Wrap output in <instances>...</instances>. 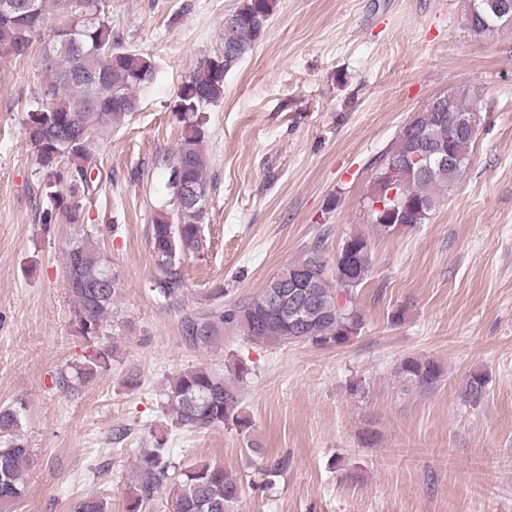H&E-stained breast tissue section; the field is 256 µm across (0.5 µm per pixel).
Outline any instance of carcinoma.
Wrapping results in <instances>:
<instances>
[{
	"mask_svg": "<svg viewBox=\"0 0 512 512\" xmlns=\"http://www.w3.org/2000/svg\"><path fill=\"white\" fill-rule=\"evenodd\" d=\"M279 0H241L224 25L220 48L190 74L177 96L182 123L181 137L170 166L172 209L156 211L148 234L155 257L151 281L154 299L169 303L184 288L182 263L203 248L202 227L207 212L187 197L191 187L209 198L206 181L208 159L203 151L206 136L203 112L224 95V76L253 50L276 12ZM101 0H0V53L20 54L13 47L25 35L45 36L41 48V75L30 92L26 114V140L36 154L49 207L44 223L60 215L76 233L66 251L69 288L75 300L72 323L86 344L83 360L72 372L60 374L63 386L74 390L109 369L112 349L102 343L119 291L117 277L108 270L98 248L103 229L89 224L85 203L100 190L101 178L92 150L94 140L120 125L137 111L135 89L153 82L156 67L151 56L123 46L112 32V22L100 8ZM512 23V0H484V10L466 24L475 35L486 32V23ZM449 104L440 111L419 114L414 125L400 131L386 163L398 166L391 183L381 168L372 192L365 197L371 223L380 234L410 229L427 223L432 213L463 175L475 137L459 129L462 117L475 113L468 97L448 94ZM427 154L430 167L420 170L406 164L414 153ZM67 183L68 193L58 186ZM407 206L402 227L390 213L375 207ZM354 248L351 275L340 268L328 274L321 250L315 246L299 260L285 266L248 299H224V289L213 294L218 302L184 317L182 336L193 347L208 348L223 341L233 330L253 343L267 345L309 342L318 347H340L359 337L365 319L356 306L355 290L372 272L371 243L362 234L343 241ZM278 295L287 308H298L302 320L267 310V301ZM406 383L420 389L435 387L444 375L433 359L406 358L396 368ZM247 375L241 362L226 378L206 367L186 368L176 374L164 393L174 424L189 429L232 426L243 435L247 449L254 447L251 422L241 415L240 384ZM488 379L472 373L464 397L472 405L486 397ZM20 413L0 408V512H10L27 489L29 448L18 437ZM173 489L174 512H235L241 497L239 477L217 463L178 465L170 456L167 440L136 460L135 480L128 487L126 512H142L166 486ZM76 512H107L101 496L83 498Z\"/></svg>",
	"mask_w": 512,
	"mask_h": 512,
	"instance_id": "cac0c4a2",
	"label": "carcinoma"
}]
</instances>
